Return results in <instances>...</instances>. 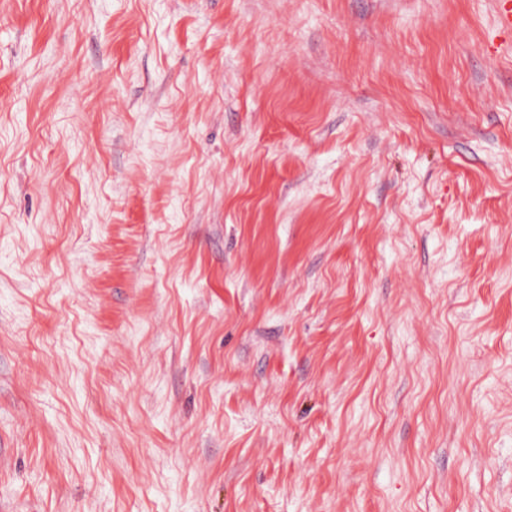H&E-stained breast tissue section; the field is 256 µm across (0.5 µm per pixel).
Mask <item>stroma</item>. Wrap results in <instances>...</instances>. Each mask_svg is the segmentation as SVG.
Returning <instances> with one entry per match:
<instances>
[{
  "label": "stroma",
  "instance_id": "1",
  "mask_svg": "<svg viewBox=\"0 0 512 512\" xmlns=\"http://www.w3.org/2000/svg\"><path fill=\"white\" fill-rule=\"evenodd\" d=\"M0 512H512L494 0H0Z\"/></svg>",
  "mask_w": 512,
  "mask_h": 512
}]
</instances>
